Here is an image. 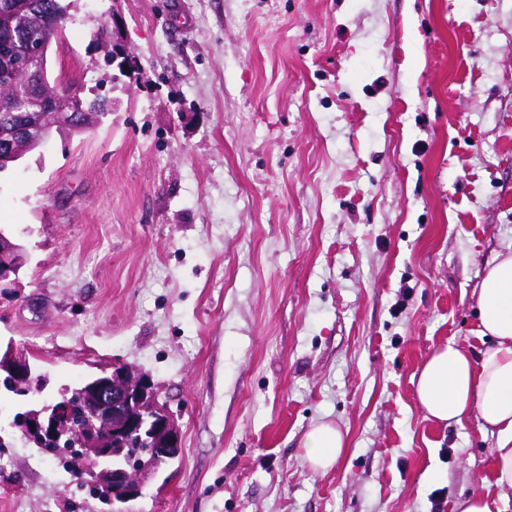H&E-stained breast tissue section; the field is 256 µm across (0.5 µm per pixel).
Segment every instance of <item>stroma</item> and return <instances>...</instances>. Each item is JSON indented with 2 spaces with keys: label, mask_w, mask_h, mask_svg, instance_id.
<instances>
[{
  "label": "stroma",
  "mask_w": 512,
  "mask_h": 512,
  "mask_svg": "<svg viewBox=\"0 0 512 512\" xmlns=\"http://www.w3.org/2000/svg\"><path fill=\"white\" fill-rule=\"evenodd\" d=\"M108 23L126 72L94 37ZM47 76L111 104L0 172L22 247L0 288L19 412L127 364L180 453L111 507L19 429L0 512H455L496 437L424 419L420 368L472 360L512 251V0H74ZM330 422L348 447L303 457ZM346 440L340 428L321 422L310 428L303 442L304 459L315 471L329 470L342 455Z\"/></svg>",
  "instance_id": "1"
}]
</instances>
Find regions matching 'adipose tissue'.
<instances>
[{"label":"adipose tissue","mask_w":512,"mask_h":512,"mask_svg":"<svg viewBox=\"0 0 512 512\" xmlns=\"http://www.w3.org/2000/svg\"><path fill=\"white\" fill-rule=\"evenodd\" d=\"M476 303L478 333L490 347L477 362L455 344L436 348L418 374L416 399L427 419L460 424L474 416L482 430L495 433L494 483L512 491V253L487 266ZM345 446L341 429L322 422L304 438V459L313 470L326 471Z\"/></svg>","instance_id":"1"}]
</instances>
